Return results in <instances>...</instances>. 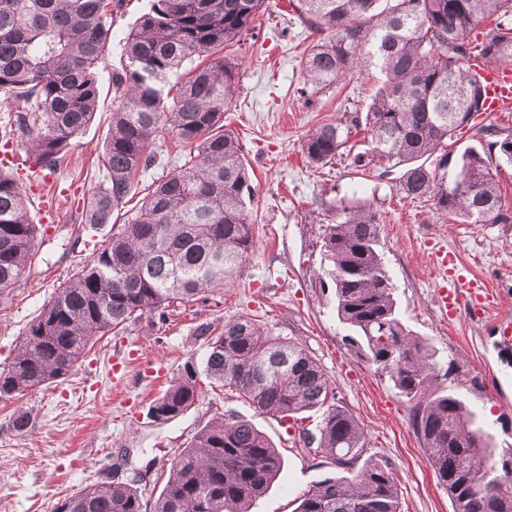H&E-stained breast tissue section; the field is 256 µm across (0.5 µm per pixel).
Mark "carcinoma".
Listing matches in <instances>:
<instances>
[{"label":"carcinoma","instance_id":"1","mask_svg":"<svg viewBox=\"0 0 512 512\" xmlns=\"http://www.w3.org/2000/svg\"><path fill=\"white\" fill-rule=\"evenodd\" d=\"M116 2L0 0V91L16 112L4 136L29 144L39 169L57 168L99 110L98 68L112 43ZM264 4L151 0L118 41L125 65L112 75L104 179L74 216L77 230L112 223L129 202L136 174L155 163L149 147L161 130L190 151L181 166L147 186L139 209L31 322L11 362L0 368V399L66 378L96 338L175 302L206 300L240 277L253 247L246 211L251 175L239 140L224 131V107L241 66L224 50L253 36ZM290 4L301 23L326 33L300 62L306 103L356 73L382 76L366 112L346 108L305 136L310 164L333 163L352 131H363L371 148L355 154L353 164L401 168L404 197L428 198L468 224L512 223L497 180L499 167L512 165V128L495 129L501 139L466 148L453 164L447 153L433 167L421 162L484 112L471 55L512 65V0H391L383 9L378 0ZM488 20L494 27L472 41ZM39 235L27 195L0 169L1 295L31 267ZM321 251L344 340L416 400L412 428L454 512H512V470L495 460L489 434L474 426L457 390H432L434 353L400 320L371 203L341 208L325 225ZM205 380L261 414L288 418L322 410L318 434L307 432L302 441L335 471L300 497L295 512H401L387 462L356 468L363 431L336 402L334 382L298 343L249 317L228 320L208 340L202 362L186 364L148 416L164 422L183 416L199 401ZM282 467L263 432L246 420L219 418L174 458L153 503L112 476L63 499L54 512H253Z\"/></svg>","mask_w":512,"mask_h":512}]
</instances>
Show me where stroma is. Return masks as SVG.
<instances>
[{"label": "stroma", "instance_id": "obj_1", "mask_svg": "<svg viewBox=\"0 0 512 512\" xmlns=\"http://www.w3.org/2000/svg\"><path fill=\"white\" fill-rule=\"evenodd\" d=\"M256 36L233 47L241 60L224 128L244 146L253 197L248 219L254 244L241 276L208 300L173 304L165 316H143L99 340L63 381L18 399L0 400V512H54L56 503L104 481L110 467L138 482L144 499L158 497L177 454L204 425L227 414L253 423L281 451L284 466L255 512H294L303 493L321 479L295 429H315L318 411L281 418L256 412L220 390L205 389L186 415L149 419L187 360L207 352L204 327L248 316L274 334L292 338L332 378L336 397L365 435V458L390 464L401 512H453L446 490L427 462L410 418L413 401L387 376L359 359L344 340L332 290L320 288V241L335 210L371 202L380 223V250L395 286L400 319L425 340L440 365L455 361L461 380L478 379L480 393L460 395L492 436L496 455L512 448V350L499 349L494 322L512 314V223L464 224L432 201L404 198L399 170L374 165L363 171L351 159L312 167L302 151L310 130L338 116L343 107L366 109L378 87L375 73L358 74L305 105L299 64L321 38L300 24L288 0H266L256 18ZM112 97L102 95L93 122L76 139L57 170L29 167L27 144L0 138V167L13 174L29 198L28 210L43 236L30 270L0 297V367L7 365L29 323L61 283L78 273L111 233L110 227L77 234L69 217L102 181V149ZM157 161L139 174L140 186L182 164L186 149L169 130L150 147ZM455 252L460 272L487 288L490 311L474 314L466 293L454 316L436 303L440 275L434 248ZM31 419L13 430L15 413Z\"/></svg>", "mask_w": 512, "mask_h": 512}]
</instances>
